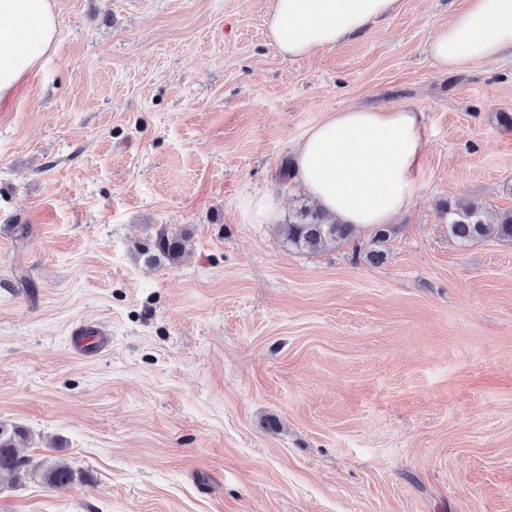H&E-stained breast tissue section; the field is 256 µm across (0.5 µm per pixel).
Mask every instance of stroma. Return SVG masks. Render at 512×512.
Here are the masks:
<instances>
[{
    "instance_id": "1",
    "label": "stroma",
    "mask_w": 512,
    "mask_h": 512,
    "mask_svg": "<svg viewBox=\"0 0 512 512\" xmlns=\"http://www.w3.org/2000/svg\"><path fill=\"white\" fill-rule=\"evenodd\" d=\"M46 61L0 106V423L76 483L0 480V512H512V57L444 72L464 0H399L288 59L273 0H52ZM416 108L427 150L383 263L288 251L248 197L329 113ZM187 234L154 268L134 241ZM33 289L21 287V277ZM92 323L104 352L69 344ZM440 212L448 219V238L460 246L478 240L494 238L512 242V210L500 212L489 218L486 208L478 202H444Z\"/></svg>"
}]
</instances>
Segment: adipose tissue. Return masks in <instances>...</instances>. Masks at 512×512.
<instances>
[{"label": "adipose tissue", "mask_w": 512, "mask_h": 512, "mask_svg": "<svg viewBox=\"0 0 512 512\" xmlns=\"http://www.w3.org/2000/svg\"><path fill=\"white\" fill-rule=\"evenodd\" d=\"M398 0H273L268 36L289 59L332 49L391 16ZM57 22L51 0H0V105L49 52ZM429 53L442 70L512 55V0H466L437 27ZM423 114L349 107L313 126L294 148L293 176L325 212L369 229L412 202L426 150Z\"/></svg>", "instance_id": "1"}]
</instances>
